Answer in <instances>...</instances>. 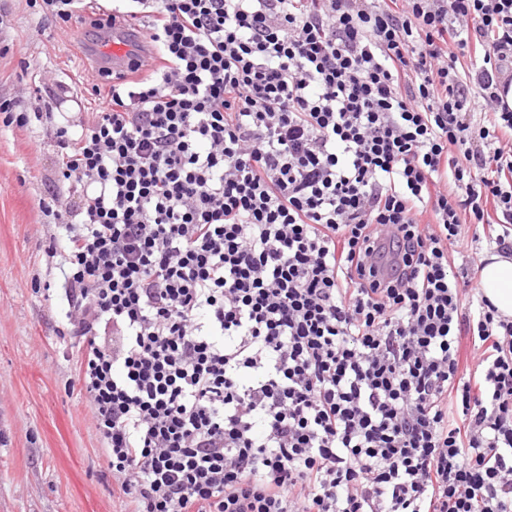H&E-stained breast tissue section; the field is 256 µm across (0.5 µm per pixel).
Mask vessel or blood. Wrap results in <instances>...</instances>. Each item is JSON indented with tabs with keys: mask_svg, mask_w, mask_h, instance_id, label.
I'll use <instances>...</instances> for the list:
<instances>
[{
	"mask_svg": "<svg viewBox=\"0 0 512 512\" xmlns=\"http://www.w3.org/2000/svg\"><path fill=\"white\" fill-rule=\"evenodd\" d=\"M87 55L104 75L121 76L134 67L146 68L156 63L144 31L135 26L113 29L111 40L91 46Z\"/></svg>",
	"mask_w": 512,
	"mask_h": 512,
	"instance_id": "obj_1",
	"label": "vessel or blood"
}]
</instances>
